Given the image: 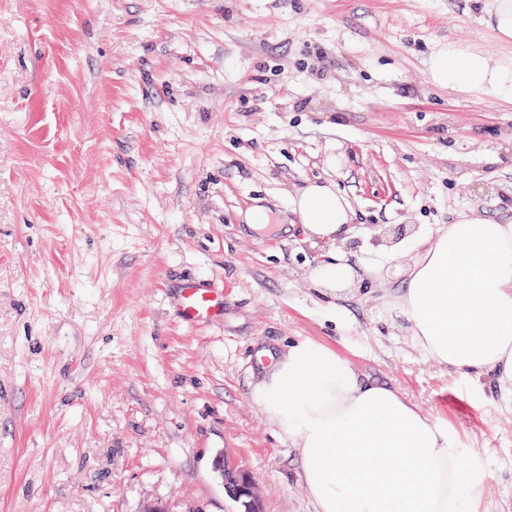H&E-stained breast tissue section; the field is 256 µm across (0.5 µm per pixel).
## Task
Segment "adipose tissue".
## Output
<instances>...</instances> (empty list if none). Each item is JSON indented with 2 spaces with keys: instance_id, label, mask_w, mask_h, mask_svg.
<instances>
[{
  "instance_id": "adipose-tissue-1",
  "label": "adipose tissue",
  "mask_w": 512,
  "mask_h": 512,
  "mask_svg": "<svg viewBox=\"0 0 512 512\" xmlns=\"http://www.w3.org/2000/svg\"><path fill=\"white\" fill-rule=\"evenodd\" d=\"M429 69L449 91L512 98V68L479 53L447 46ZM294 209L308 240L348 233L349 202L332 186L310 184ZM397 301L437 364L512 386V224L461 216L427 240ZM252 399L297 449L315 512H485L486 475L447 429L328 347L287 345Z\"/></svg>"
}]
</instances>
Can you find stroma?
<instances>
[{
    "label": "stroma",
    "instance_id": "obj_1",
    "mask_svg": "<svg viewBox=\"0 0 512 512\" xmlns=\"http://www.w3.org/2000/svg\"><path fill=\"white\" fill-rule=\"evenodd\" d=\"M480 0H0V512H314L251 397L257 342L308 340L447 426L512 512V396L415 343L394 294L461 215L512 224V102L429 72L512 43ZM351 207L336 245L292 210ZM262 198L279 231L241 221ZM388 224H413L396 247ZM354 268L338 294L314 262ZM224 320L181 322L185 277ZM294 210L310 241L334 244L349 232V202L331 185L310 184L294 201ZM233 483L227 486V491L236 501H241L245 512H262L260 501L256 493L255 483L250 475L242 469L230 467Z\"/></svg>",
    "mask_w": 512,
    "mask_h": 512
}]
</instances>
